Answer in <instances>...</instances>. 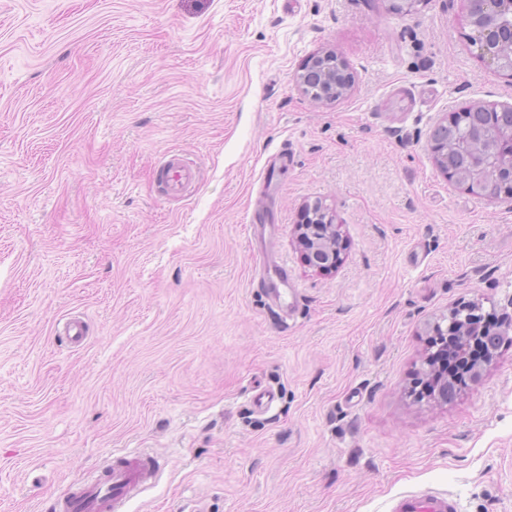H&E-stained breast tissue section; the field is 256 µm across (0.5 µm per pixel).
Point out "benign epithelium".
<instances>
[{
    "label": "benign epithelium",
    "mask_w": 512,
    "mask_h": 512,
    "mask_svg": "<svg viewBox=\"0 0 512 512\" xmlns=\"http://www.w3.org/2000/svg\"><path fill=\"white\" fill-rule=\"evenodd\" d=\"M389 11L396 15H408L424 0H388ZM468 23L472 27V43L477 46L478 57L496 66L497 70L512 78V56L502 51L504 45H512V0H466ZM296 85L315 100H337L345 96L353 83V75L347 61L333 51L311 55L294 77ZM450 119H441L431 133V153L434 165L448 179L470 191L486 192L495 196L497 182L503 177L512 178V165L503 170L498 160V143L501 138L489 134L490 145L476 167L473 177L460 181L448 171V148L436 142L437 132L448 126ZM308 221L295 226V239L305 262L320 271H334L340 263L345 243L339 237L334 218L318 203L307 207ZM457 360L466 364L472 379L480 378L492 359L470 348Z\"/></svg>",
    "instance_id": "7a95c632"
}]
</instances>
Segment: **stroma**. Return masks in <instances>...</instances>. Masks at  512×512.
Masks as SVG:
<instances>
[{"label":"stroma","instance_id":"stroma-1","mask_svg":"<svg viewBox=\"0 0 512 512\" xmlns=\"http://www.w3.org/2000/svg\"><path fill=\"white\" fill-rule=\"evenodd\" d=\"M471 34L464 0H0V512L135 448L165 468L134 512H512V334L453 400L409 394L451 304L512 316V199L430 151L444 115L512 104ZM328 49L354 76L332 102L293 81ZM172 154L197 172L178 197ZM316 201L333 273L293 242ZM260 263L263 266H267L269 271L272 268L274 272V276L276 277L278 283H275L272 280V277H268L269 282L268 288H266V292L274 304H279L281 306V299L283 297L282 293L285 288L280 287L288 286V276L286 270L281 264L278 263V261L275 260V257L268 252L260 259ZM458 502L439 493L406 494L393 501L388 512H459Z\"/></svg>","mask_w":512,"mask_h":512}]
</instances>
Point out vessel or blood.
Listing matches in <instances>:
<instances>
[{
    "instance_id": "1",
    "label": "vessel or blood",
    "mask_w": 512,
    "mask_h": 512,
    "mask_svg": "<svg viewBox=\"0 0 512 512\" xmlns=\"http://www.w3.org/2000/svg\"><path fill=\"white\" fill-rule=\"evenodd\" d=\"M158 175L173 192L186 190L195 180L193 170L174 157L161 165ZM261 263L274 272L276 280L269 283L267 293L273 303H280L287 273L272 254L263 255ZM161 472V462L152 453L130 450L116 454L104 471L73 485L52 508L54 512H131L133 501L157 482ZM388 512H459V504L446 494H406L395 499Z\"/></svg>"
}]
</instances>
